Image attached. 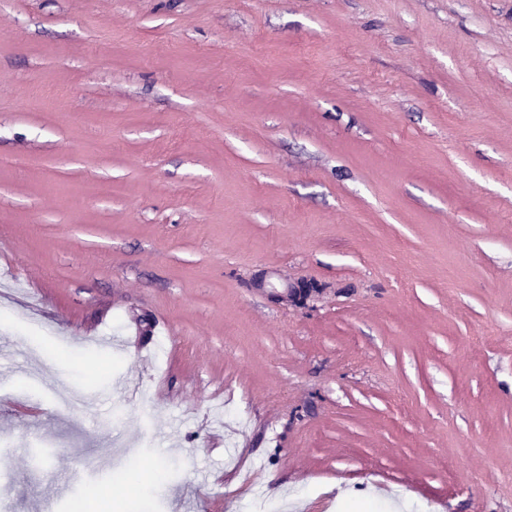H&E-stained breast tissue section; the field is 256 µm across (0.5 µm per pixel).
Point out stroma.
Instances as JSON below:
<instances>
[{"label": "stroma", "instance_id": "35a3bbf8", "mask_svg": "<svg viewBox=\"0 0 512 512\" xmlns=\"http://www.w3.org/2000/svg\"><path fill=\"white\" fill-rule=\"evenodd\" d=\"M92 486L512 512V0H0V512Z\"/></svg>", "mask_w": 512, "mask_h": 512}]
</instances>
